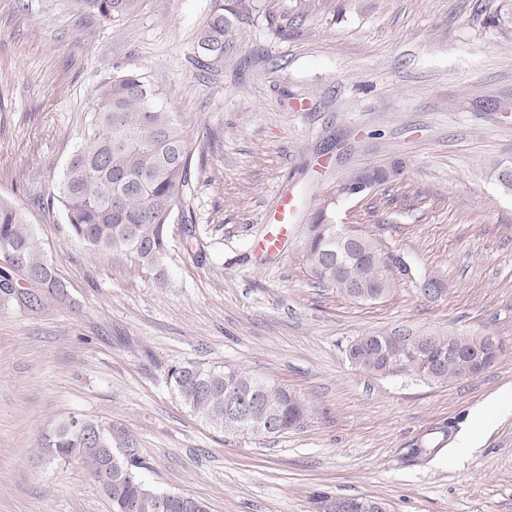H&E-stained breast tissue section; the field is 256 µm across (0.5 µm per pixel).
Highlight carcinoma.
Masks as SVG:
<instances>
[{
    "mask_svg": "<svg viewBox=\"0 0 512 512\" xmlns=\"http://www.w3.org/2000/svg\"><path fill=\"white\" fill-rule=\"evenodd\" d=\"M77 7L103 21H113L138 7L140 0H74ZM244 0L211 12L196 36L195 61L215 68L235 36L233 19ZM487 26L512 35V0H499L486 18ZM92 134L70 158L55 191L63 204L73 234L85 245L112 256L116 264L128 263L162 283L163 259L169 244V224L174 208L189 187L190 150L172 113L163 106L159 89L142 75L130 72L112 77L100 86L94 99ZM512 159L500 160L490 178L512 193ZM400 167L355 169L343 183L370 180L380 186L399 174ZM336 192L317 204L306 225L300 257L313 282L334 288L345 298L362 304L387 298L396 281L412 277L399 257L383 254L367 237L355 241L342 237L336 223ZM0 305L32 308L42 296L19 282L44 287L57 302L67 300L65 284L52 271L43 249L18 209L0 202ZM393 326L359 333L348 340L345 354L360 371L378 376H414L446 385L484 372L468 361L486 353L481 337L443 330L423 331V349L412 355L389 337ZM170 383L188 411L227 435L263 439L283 435L304 424L308 410L301 397L286 386L240 369L204 367L185 362L168 372ZM44 452L56 461H80L92 479L107 470L112 487L104 496L112 512H207L206 505L178 493L161 508L162 492L143 479L144 460L133 440L112 425L70 416L45 438Z\"/></svg>",
    "mask_w": 512,
    "mask_h": 512,
    "instance_id": "carcinoma-1",
    "label": "carcinoma"
}]
</instances>
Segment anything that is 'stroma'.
<instances>
[{"label":"stroma","instance_id":"stroma-1","mask_svg":"<svg viewBox=\"0 0 512 512\" xmlns=\"http://www.w3.org/2000/svg\"><path fill=\"white\" fill-rule=\"evenodd\" d=\"M219 2L141 0L105 23L73 0H0V199L69 292L0 307V512H112L81 463L39 449L72 414L125 429L145 482L208 512H312L317 491L389 512H512V193L489 177L512 157V44L485 23L496 0H250L204 72L196 35ZM125 71L158 86L191 147L162 284L74 237L54 193L97 89ZM395 160L402 175L339 200L336 221L413 279L373 304L316 287L298 246L319 199ZM283 192L293 233L258 258ZM430 273L446 291L428 301L415 280ZM399 323L507 348L446 385L350 366L348 339ZM186 361L274 379L309 418L274 438L225 435L171 388Z\"/></svg>","mask_w":512,"mask_h":512}]
</instances>
